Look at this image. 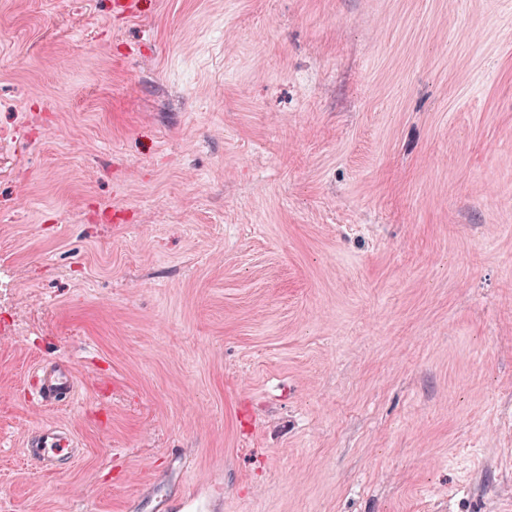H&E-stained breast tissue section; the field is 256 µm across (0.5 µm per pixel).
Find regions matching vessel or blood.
Here are the masks:
<instances>
[{
  "instance_id": "obj_1",
  "label": "vessel or blood",
  "mask_w": 512,
  "mask_h": 512,
  "mask_svg": "<svg viewBox=\"0 0 512 512\" xmlns=\"http://www.w3.org/2000/svg\"><path fill=\"white\" fill-rule=\"evenodd\" d=\"M33 394L48 409L60 411L78 399V382L71 362L56 358L39 363L34 370ZM38 471L61 473L72 468L83 450L76 437L65 427L48 425L30 434L22 450ZM155 512H223V501L202 499L197 491L183 493L179 500L155 497Z\"/></svg>"
}]
</instances>
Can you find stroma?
I'll return each mask as SVG.
<instances>
[{
  "label": "stroma",
  "instance_id": "1",
  "mask_svg": "<svg viewBox=\"0 0 512 512\" xmlns=\"http://www.w3.org/2000/svg\"><path fill=\"white\" fill-rule=\"evenodd\" d=\"M151 487L512 512V0H0V505ZM33 395L48 409L60 411L78 399V382L71 362L65 358L39 363L34 370ZM79 446L76 437L65 427L48 425L30 434L22 453L39 472L63 473L81 457L83 448Z\"/></svg>",
  "mask_w": 512,
  "mask_h": 512
}]
</instances>
